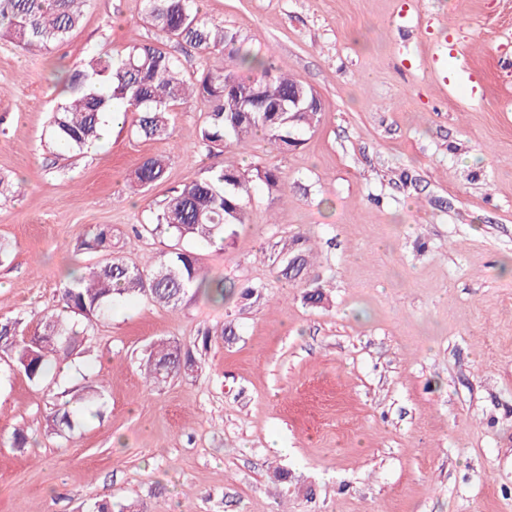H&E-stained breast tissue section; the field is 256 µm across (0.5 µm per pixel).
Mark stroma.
Returning <instances> with one entry per match:
<instances>
[{
    "label": "stroma",
    "instance_id": "1",
    "mask_svg": "<svg viewBox=\"0 0 512 512\" xmlns=\"http://www.w3.org/2000/svg\"><path fill=\"white\" fill-rule=\"evenodd\" d=\"M209 19L312 87L323 111L290 150L257 138L225 150L276 166L287 198L255 192L223 249L187 242L212 278L255 286L178 311L143 296L114 305L38 385L0 360V512H512V0H204ZM143 0H86L51 53L0 41V315L27 333L60 308L71 270L109 256L154 263L167 238L143 233L172 190L198 179L206 107L180 105L171 134L114 128L84 151L48 145L51 73L151 41L195 49L143 23ZM447 32L482 92L443 90L429 68ZM165 156L164 183L131 178ZM112 230L111 252L78 244ZM304 235L322 303L279 279L274 257ZM233 335H222L225 325ZM210 337H203V330ZM192 351L199 369L146 386L150 347ZM103 385L97 415L48 437L57 394ZM29 436L11 445L14 430ZM289 473L277 482L275 469Z\"/></svg>",
    "mask_w": 512,
    "mask_h": 512
}]
</instances>
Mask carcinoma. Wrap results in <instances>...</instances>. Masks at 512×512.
Here are the masks:
<instances>
[{
    "mask_svg": "<svg viewBox=\"0 0 512 512\" xmlns=\"http://www.w3.org/2000/svg\"><path fill=\"white\" fill-rule=\"evenodd\" d=\"M84 2L0 0V40L27 51L63 44L78 27ZM144 19L203 53L209 63L189 83L183 79L179 60L150 42L130 47L117 63L108 55L83 59L57 77L61 99L51 111L48 140L63 149H88L100 141V118L107 111L122 113L123 127L129 115H136L132 131L137 136L162 140L170 134L175 108L192 98L201 100L208 112L199 127L198 146L212 163L202 177L172 191L143 230L176 241H203L222 250L224 241L235 235L236 226L249 221L252 184L260 183L280 197L286 195L277 168L257 165L243 171L222 159L224 150L259 134L279 149L299 146L301 135L319 123L320 113L273 112L271 108L288 107V95L293 92L309 98L312 89L283 73L272 56L244 48L238 32L203 13L201 0H144ZM243 68L254 72V77L240 79L236 70ZM166 168L161 156L145 158L135 170L134 185L140 189L156 185L164 179ZM110 247L112 231L106 226L92 228L79 244V250L87 253ZM293 256L300 257L298 271L288 269V259ZM312 266V250L299 237L281 260L279 276L301 283ZM60 292L63 311L81 317L82 325L50 311L41 316L37 331L29 336L22 317H0V352L36 384L44 380L60 355L72 353L97 322L112 312L118 299L142 295L176 311L198 293L222 302L231 288L222 279L207 278L193 252L175 248L147 267L113 257L68 279ZM187 364L196 365L191 351L160 342L145 363V382L159 387L180 376ZM101 395V386L88 385L53 406L46 416L49 432L61 437L73 430L77 419L91 413ZM95 508L96 512H140L136 502L110 499L97 502Z\"/></svg>",
    "mask_w": 512,
    "mask_h": 512,
    "instance_id": "cac0c4a2",
    "label": "carcinoma"
}]
</instances>
